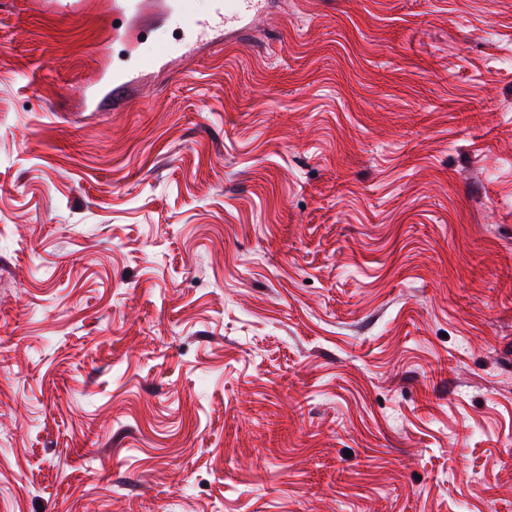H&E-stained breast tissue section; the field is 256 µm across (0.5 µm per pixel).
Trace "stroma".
Returning <instances> with one entry per match:
<instances>
[{"instance_id":"35a3bbf8","label":"stroma","mask_w":512,"mask_h":512,"mask_svg":"<svg viewBox=\"0 0 512 512\" xmlns=\"http://www.w3.org/2000/svg\"><path fill=\"white\" fill-rule=\"evenodd\" d=\"M0 0V512H512V0L124 43Z\"/></svg>"}]
</instances>
